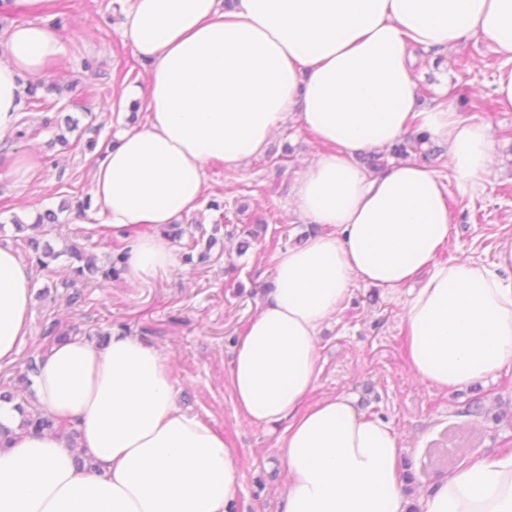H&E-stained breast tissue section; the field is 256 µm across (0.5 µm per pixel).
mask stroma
I'll use <instances>...</instances> for the list:
<instances>
[{
	"label": "stroma",
	"mask_w": 512,
	"mask_h": 512,
	"mask_svg": "<svg viewBox=\"0 0 512 512\" xmlns=\"http://www.w3.org/2000/svg\"><path fill=\"white\" fill-rule=\"evenodd\" d=\"M125 0H63L66 51L50 71L60 81L59 99L77 123L69 147L55 143L44 131L21 141H0V242L22 250L11 223L18 209L58 208L62 200L77 202L91 194L98 153L115 135L145 122V112H132L121 93L126 84H145L147 69L120 31ZM414 78L423 108L441 103L451 83L467 86L481 108L460 107L464 117L484 123L494 159L482 190L464 191L451 175L446 156L431 164L448 189L451 230L443 262L462 258L494 261L512 244V106L493 100L500 62L489 43L471 39L437 55L417 51ZM92 60L84 71L83 60ZM95 150H86L88 140ZM29 152L34 165L22 182L10 174L14 153ZM320 148L293 121L277 130L263 155L245 160L234 170L211 165L206 174L202 206L183 214V231L173 246L176 268L162 271L137 287L126 282L103 283L72 273L73 259L63 255L65 238L81 235L77 213L60 214L59 223L42 242L59 251L47 269L32 268L35 293L31 304V335L16 362L0 369V392L13 388L30 359L53 346L56 335L88 336L118 328L164 353L171 361L177 399L235 448L240 490L237 512H280L285 490L284 464L276 446L279 430L244 420L229 387L231 349L259 312L273 278V256L295 247L309 225L292 211L291 187ZM285 157L286 171L277 175L273 161ZM218 209H211V202ZM271 214L266 231L240 250L243 225ZM203 225L216 243L206 262H187L189 235ZM409 288L395 291L354 282L346 308L330 319L319 336L321 373L314 399L350 397L358 413L390 423L399 440V459L414 476L415 496L428 493L446 477L434 465L430 450L442 433L469 434V450L512 451V424L470 413L468 405L482 399L487 407L512 409V367L487 381L459 391H442L417 380L408 368L403 317Z\"/></svg>",
	"instance_id": "1"
}]
</instances>
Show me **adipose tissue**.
Here are the masks:
<instances>
[{
  "mask_svg": "<svg viewBox=\"0 0 512 512\" xmlns=\"http://www.w3.org/2000/svg\"><path fill=\"white\" fill-rule=\"evenodd\" d=\"M121 34L148 65L146 123L123 131L93 169L96 219L87 231L128 250L138 285L176 266L165 226L202 201L206 169L264 153L289 118L329 145L292 187L294 212L331 226L272 259L259 313L232 351L229 385L253 425L286 423L283 512H408L399 441L345 396L307 404L318 336L345 308L353 281L411 287L404 322L413 374L462 390L512 366V246L493 264L437 263L448 243L447 190L417 162L371 177L354 152L385 147L411 121L445 147L463 187L492 163L487 127L451 107L420 110L410 47L448 51L490 42L502 66L495 93L512 103V0H129ZM65 51L56 28L18 23L0 54V139L12 132L26 80ZM32 275L0 246V368L30 334ZM38 405L67 420L95 464L78 465L61 437L13 427L0 448V512H230L239 494L234 449L176 400L171 364L138 338L107 346L81 336L47 351ZM78 447V448H79ZM421 512H512V454L457 464Z\"/></svg>",
  "mask_w": 512,
  "mask_h": 512,
  "instance_id": "adipose-tissue-1",
  "label": "adipose tissue"
}]
</instances>
